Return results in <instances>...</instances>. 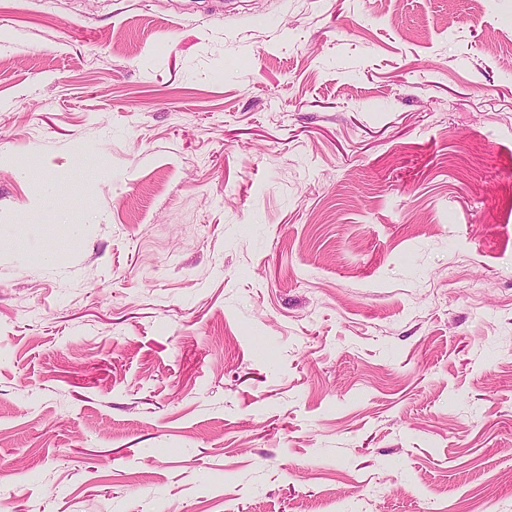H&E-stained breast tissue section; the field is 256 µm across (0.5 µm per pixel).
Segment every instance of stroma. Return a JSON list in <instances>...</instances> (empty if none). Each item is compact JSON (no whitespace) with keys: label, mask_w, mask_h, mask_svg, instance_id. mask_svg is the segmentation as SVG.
<instances>
[{"label":"stroma","mask_w":512,"mask_h":512,"mask_svg":"<svg viewBox=\"0 0 512 512\" xmlns=\"http://www.w3.org/2000/svg\"><path fill=\"white\" fill-rule=\"evenodd\" d=\"M0 502L512 512V0H0Z\"/></svg>","instance_id":"1"}]
</instances>
